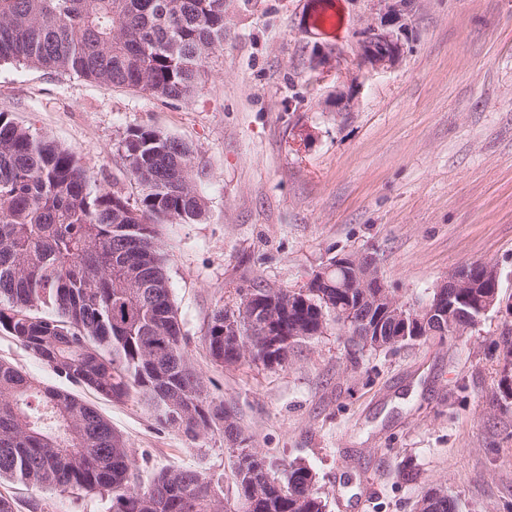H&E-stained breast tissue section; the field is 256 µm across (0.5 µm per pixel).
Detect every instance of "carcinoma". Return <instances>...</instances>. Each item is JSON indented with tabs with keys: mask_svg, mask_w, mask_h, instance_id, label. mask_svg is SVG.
<instances>
[{
	"mask_svg": "<svg viewBox=\"0 0 512 512\" xmlns=\"http://www.w3.org/2000/svg\"><path fill=\"white\" fill-rule=\"evenodd\" d=\"M226 0H0V63L77 75L101 85L166 100L195 91L213 54L224 51ZM129 175L141 187L130 202L120 191L92 188L93 174L76 154L0 112V332L57 376L115 402L137 398L160 423L197 437L223 426L237 448L236 500L213 478L186 468L160 472L149 486L123 437L93 406L43 387L0 361V479L40 489L112 497V512H325L304 464L286 466V482L224 408L200 392L202 378L185 352L171 298L160 224H188L205 209L197 180L206 176L192 149L151 127L127 132L120 144ZM148 284L126 288L114 264ZM474 288L461 289L442 336H460L482 317L478 295L495 290L483 262L470 264ZM253 292L283 295L276 335L290 340L274 355L249 334L242 315ZM216 310L205 338L212 361L238 364L236 339L266 367L288 364L293 343L314 339L331 323L372 350L426 340L384 323L381 338L356 334L362 315L354 288L236 290ZM260 492H255V483ZM416 512H457L430 490Z\"/></svg>",
	"mask_w": 512,
	"mask_h": 512,
	"instance_id": "carcinoma-1",
	"label": "carcinoma"
}]
</instances>
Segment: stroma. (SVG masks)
<instances>
[{"mask_svg": "<svg viewBox=\"0 0 512 512\" xmlns=\"http://www.w3.org/2000/svg\"><path fill=\"white\" fill-rule=\"evenodd\" d=\"M379 0H226L227 38L195 95L159 100L24 65L0 64V112L77 155L99 185L137 198L118 150L149 126L207 169L205 214L166 224L172 300L186 351L276 477L316 474L325 512H415L434 487L459 512H512V399L498 383L512 337V0H415L395 67L360 65ZM352 90L351 111L334 106ZM374 254L402 302L421 304L480 261L500 302L463 335L358 350L336 326L285 366L214 363V311L255 284L298 288L330 258ZM0 360L91 404L135 454L141 485L169 466L236 496L221 431L193 438L58 377L0 332ZM15 512H112L107 495L0 480Z\"/></svg>", "mask_w": 512, "mask_h": 512, "instance_id": "1", "label": "stroma"}]
</instances>
